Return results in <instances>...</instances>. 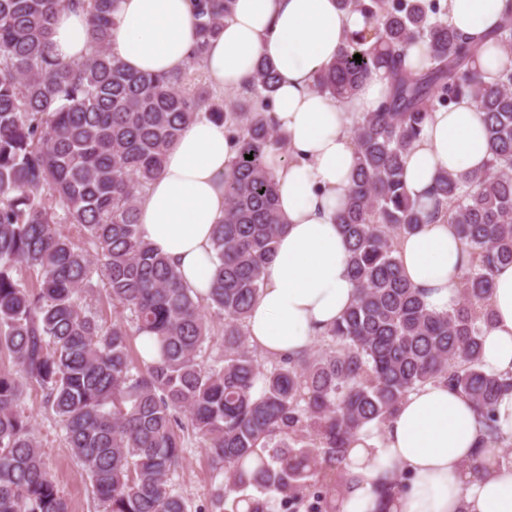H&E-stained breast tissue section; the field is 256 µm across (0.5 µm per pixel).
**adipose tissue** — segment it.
<instances>
[{"instance_id": "obj_1", "label": "adipose tissue", "mask_w": 512, "mask_h": 512, "mask_svg": "<svg viewBox=\"0 0 512 512\" xmlns=\"http://www.w3.org/2000/svg\"><path fill=\"white\" fill-rule=\"evenodd\" d=\"M442 2L449 24L477 39L512 6V0ZM116 15L109 48L125 68L160 74L184 68L195 38L190 0H117ZM368 27L362 14L339 9L336 0H236L203 64L223 92L238 90L263 55L281 77L273 115L290 159L276 163L274 173L285 230L247 319L251 343L271 356L309 351L357 298L336 215L355 165L353 122L376 108L389 84L373 76L340 102L312 85L345 34ZM51 43L61 58L80 61L90 45L87 13L61 9ZM234 156L223 123L198 116L168 149L161 174L139 202L144 239L201 296L215 271L212 230L224 215V173ZM487 161L484 112L464 98L430 114L405 159V184L411 196L423 197L439 170L479 173ZM397 256L429 310L441 313L457 303L471 256L455 225L443 218L422 225L400 238ZM487 304L493 320L484 329L483 369L512 374V265L496 270ZM499 456L466 396L441 382L421 385L382 427L367 425L352 437L340 512H512V464Z\"/></svg>"}]
</instances>
